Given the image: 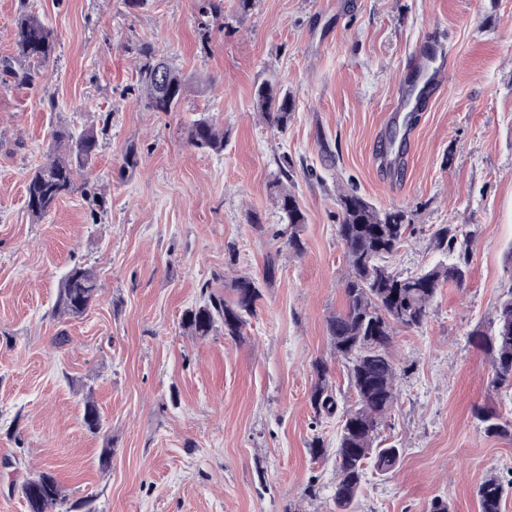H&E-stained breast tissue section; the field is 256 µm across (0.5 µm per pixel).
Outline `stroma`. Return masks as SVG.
I'll return each mask as SVG.
<instances>
[{
	"label": "stroma",
	"instance_id": "stroma-1",
	"mask_svg": "<svg viewBox=\"0 0 512 512\" xmlns=\"http://www.w3.org/2000/svg\"><path fill=\"white\" fill-rule=\"evenodd\" d=\"M22 12L53 30L57 50L33 85L0 81V512H26L20 486L45 470L89 512H330L340 423L314 426L309 394L322 360L339 403L352 399L326 323L344 304L336 198L351 188L406 212L398 271L440 260L439 225L474 238L464 286L444 285L426 325L395 337L400 400L380 436L403 455L395 474L367 470L356 510L428 512L439 497L479 512L478 484L512 478V439L473 416L478 405L512 414V391L492 389L469 338L512 285V0H254L245 13L224 0L223 23L205 33L193 0H0V59ZM139 42L187 78L177 111H152L136 91L127 47ZM445 42L450 77L388 179L373 153L391 103L418 79L408 60ZM265 81L294 99L286 130L254 106ZM204 114L224 128L221 153L187 141ZM60 126L96 131L90 179L105 203L91 210L80 184L36 219L26 179ZM284 165L306 215L298 254L275 206ZM76 264L96 270L101 291L71 318L54 305ZM239 275L263 282L242 337L182 327L206 290ZM89 395L97 434L83 424ZM317 435L330 452L315 459Z\"/></svg>",
	"mask_w": 512,
	"mask_h": 512
}]
</instances>
